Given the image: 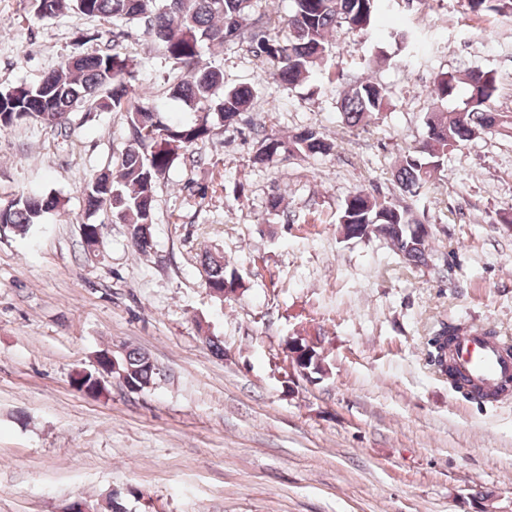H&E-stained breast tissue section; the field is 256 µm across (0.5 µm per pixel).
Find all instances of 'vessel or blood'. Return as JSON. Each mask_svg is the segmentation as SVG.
<instances>
[{"instance_id":"obj_1","label":"vessel or blood","mask_w":512,"mask_h":512,"mask_svg":"<svg viewBox=\"0 0 512 512\" xmlns=\"http://www.w3.org/2000/svg\"><path fill=\"white\" fill-rule=\"evenodd\" d=\"M448 360L464 393L481 402L512 395V341L471 328L448 345Z\"/></svg>"}]
</instances>
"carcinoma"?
Instances as JSON below:
<instances>
[{"label": "carcinoma", "instance_id": "cac0c4a2", "mask_svg": "<svg viewBox=\"0 0 512 512\" xmlns=\"http://www.w3.org/2000/svg\"><path fill=\"white\" fill-rule=\"evenodd\" d=\"M390 0H291L283 18L258 11V0H28L40 18L74 11L115 26L143 21L146 31L171 62L167 76L172 97L197 113L190 123H166L157 109L136 97L132 81L138 62L118 45L95 49L64 59L57 69L36 83H20L0 90V131L23 121L64 128L71 113L109 111L126 114L129 137L118 169L102 173L85 187L88 209H109L112 221L132 225V247L139 253L152 248L151 227L157 184L185 158L187 152L208 140L214 122L233 124L254 102L244 86L224 87V71L201 61L202 44L222 47L246 44L281 87L292 90L311 81L326 62L331 37L346 28L365 38L376 31L378 18ZM466 13L480 18L490 13L512 14V0H464ZM498 80L491 70L474 67L460 74L442 73L434 81L431 111L425 113L426 136L399 157L393 173L401 198H380L366 190L350 193L341 205L337 223L347 239L371 234L391 242L412 265L425 266L429 243L417 236L422 225L410 200L421 196L434 175L444 167L449 152L489 133L512 134L494 127L500 115L493 108ZM389 90L376 79L350 86L339 101L343 123L356 131L386 110ZM333 145L320 131L308 128L287 137L265 136L253 161L264 164L275 156H327ZM55 195L22 193L0 203V231L24 236L45 214L60 209ZM206 287L244 288L243 282L222 256H205ZM459 328L441 325L431 339L435 362L448 370L445 342ZM125 376L140 389L161 379V372L146 354L129 349L116 356Z\"/></svg>", "mask_w": 512, "mask_h": 512}]
</instances>
